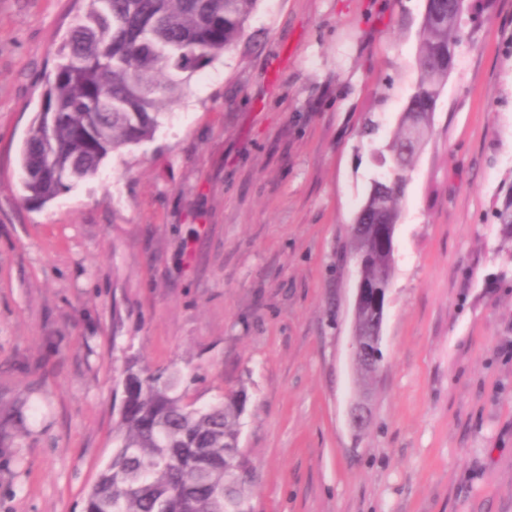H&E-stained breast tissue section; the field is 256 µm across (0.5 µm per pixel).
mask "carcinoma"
<instances>
[{"label": "carcinoma", "instance_id": "cac0c4a2", "mask_svg": "<svg viewBox=\"0 0 512 512\" xmlns=\"http://www.w3.org/2000/svg\"><path fill=\"white\" fill-rule=\"evenodd\" d=\"M57 51L20 152L27 199L45 203L94 174L109 154L150 138L162 109L193 73L242 40L260 0H83ZM448 0H430L416 51L417 78L384 161L351 231L348 253L365 259L369 287L387 294L393 269L382 232L399 220L406 172L420 148L409 142L434 112L448 80ZM512 233V195L496 211ZM181 376L130 363L112 455L88 491L85 512H244L251 464L239 448L246 395L229 391L203 408L185 404Z\"/></svg>", "mask_w": 512, "mask_h": 512}]
</instances>
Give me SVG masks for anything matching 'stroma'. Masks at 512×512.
Wrapping results in <instances>:
<instances>
[{"mask_svg":"<svg viewBox=\"0 0 512 512\" xmlns=\"http://www.w3.org/2000/svg\"><path fill=\"white\" fill-rule=\"evenodd\" d=\"M426 0H260L153 136L43 204L19 163L74 0H0V512H82L128 363L244 389L246 512H512V0H469L406 177L371 419L351 227ZM374 138L363 137L367 121Z\"/></svg>","mask_w":512,"mask_h":512,"instance_id":"obj_1","label":"stroma"}]
</instances>
